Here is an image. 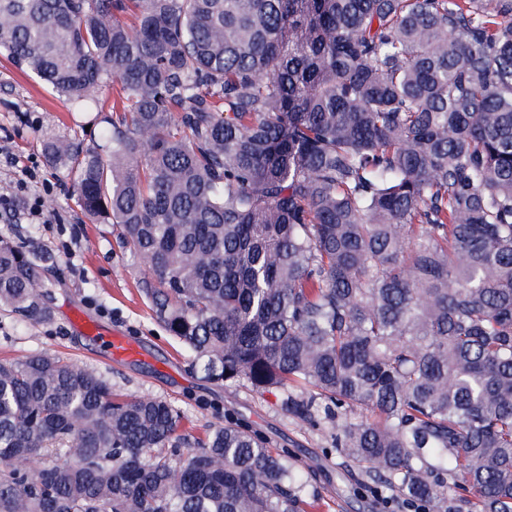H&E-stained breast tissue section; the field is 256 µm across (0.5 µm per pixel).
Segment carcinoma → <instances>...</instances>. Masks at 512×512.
<instances>
[{"instance_id":"cac0c4a2","label":"carcinoma","mask_w":512,"mask_h":512,"mask_svg":"<svg viewBox=\"0 0 512 512\" xmlns=\"http://www.w3.org/2000/svg\"><path fill=\"white\" fill-rule=\"evenodd\" d=\"M0 54L74 112L117 85L43 155L197 371L323 405L379 495L512 512V0H0ZM54 262L0 240V312L48 322ZM182 421L1 360L0 512L320 507L262 436Z\"/></svg>"}]
</instances>
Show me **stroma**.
<instances>
[{"instance_id":"1","label":"stroma","mask_w":512,"mask_h":512,"mask_svg":"<svg viewBox=\"0 0 512 512\" xmlns=\"http://www.w3.org/2000/svg\"><path fill=\"white\" fill-rule=\"evenodd\" d=\"M94 118L91 112L70 114L50 86L26 77L0 55V196L26 201L17 182L24 167L34 170L37 186L46 191L42 214L0 219V237L34 236L56 258L45 277L53 319L24 326L1 314L0 359L47 351L94 368L117 393L172 401L197 436L210 425L239 421L263 436L269 448L294 456L307 478L306 493L321 498L318 512H406L397 499L376 497L359 467L336 454L331 424L289 416L281 391L260 394L211 382L191 370L188 352L154 318L140 290L145 272L121 247L119 227L86 222L69 183L43 157L42 130L62 138L81 136ZM77 313L104 332L119 329L141 341L142 356L107 360L99 341L74 324Z\"/></svg>"}]
</instances>
